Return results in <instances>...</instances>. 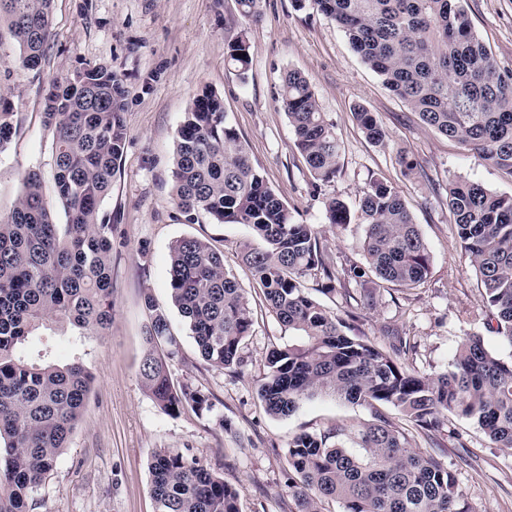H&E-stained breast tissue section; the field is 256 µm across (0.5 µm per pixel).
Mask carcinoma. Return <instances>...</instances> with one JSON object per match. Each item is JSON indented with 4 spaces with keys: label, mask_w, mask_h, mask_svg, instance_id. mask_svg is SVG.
<instances>
[{
    "label": "carcinoma",
    "mask_w": 512,
    "mask_h": 512,
    "mask_svg": "<svg viewBox=\"0 0 512 512\" xmlns=\"http://www.w3.org/2000/svg\"><path fill=\"white\" fill-rule=\"evenodd\" d=\"M336 22L361 60L421 121L479 159L512 176V70L498 65L476 36L463 0H311ZM51 0H0V32L19 46L15 66L41 63L50 36ZM226 60L240 71L250 62L245 33L228 41ZM124 90L105 67H85L53 81L45 95L52 128L54 183L67 223L53 221L41 175L29 171L14 207L0 213V512H32L36 495L69 447L94 377L78 359L56 361L49 344L31 351L38 331L69 324L82 336H102L112 323V220L102 204L120 174L126 144ZM278 99L295 145L314 178L336 177L340 142L297 71L282 78ZM13 113L0 109V151L10 142ZM354 117L370 142L386 133L363 106ZM172 200L185 222L246 224L263 242L243 244L277 319L300 342L275 348L259 389L266 411L287 416L306 396L336 394L373 408L357 431L361 454L333 442L338 427L300 434L288 443V466L298 512H321L334 500L344 512H468L452 471L414 447L383 412L392 406L421 431L452 413L473 419L500 448H512V360L494 355L480 336L458 348L451 369L433 376L394 359L327 311L305 291L310 278L345 302L374 307L380 288L423 284L430 252L405 200L392 186L371 181L359 209L367 224L366 267L337 262L312 224L297 220L250 160L229 125L224 103L203 89L184 113L172 170ZM462 254L473 267L489 332L512 345V195L462 180L449 185ZM328 224L351 221L347 205L324 203ZM171 300L187 319L202 358L231 369L241 364L253 321L244 290L209 240L184 237L170 246ZM150 312L141 383L157 407L174 416L189 408L209 413L207 394L175 386L166 358L176 342L168 318L144 297ZM149 490L156 512H240L238 489L193 455L153 452Z\"/></svg>",
    "instance_id": "obj_1"
}]
</instances>
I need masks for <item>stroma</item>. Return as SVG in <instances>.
Here are the masks:
<instances>
[{"label":"stroma","instance_id":"1","mask_svg":"<svg viewBox=\"0 0 512 512\" xmlns=\"http://www.w3.org/2000/svg\"><path fill=\"white\" fill-rule=\"evenodd\" d=\"M473 28L501 67L512 69V0H464ZM51 33L41 64L18 71L19 48L0 40V95L17 129L0 153V211L12 209L22 175L42 176L43 194L56 223H66L53 180L52 132L44 124L45 89L55 78L87 66H103L121 79L127 132L121 174L103 209L112 215V324L105 336L79 344L78 332L52 327L54 355L81 358L94 376L81 421L69 448L40 489L35 512H155L147 462L159 448L200 457L223 472L240 492L241 512H296L288 466L289 441L331 427L345 430L343 443L356 449L354 433L372 418L369 406L332 394L302 399L288 416L266 413L258 390L270 350L295 340L263 301L236 249L254 233L244 224H187L172 202V169L177 130L203 89L224 101L228 122L248 144L252 162L268 185L295 212L314 225L320 240L339 260L364 261L367 226L359 199L373 180L393 186L404 198L431 254L420 288L382 290L375 308L348 304L335 293L309 295L325 309L358 316L367 340L386 348L385 328L407 336L404 357L417 370L449 369L460 343L478 334L503 359L512 346L489 332L479 309L473 268L462 257L445 188L471 180L512 195V176L481 161L472 151L426 127L404 101L354 52L335 22L313 4L260 0V18L243 20L236 0H53ZM245 33L251 45L246 71L228 65L229 39ZM300 72L341 142L335 179L314 192V176L295 147V136L277 98L282 76ZM374 112L386 132L371 143L353 119L356 106ZM421 165L403 175L398 152ZM341 199L351 212L345 225L324 221V201ZM182 237L210 240L244 290L253 312L252 330L242 345L240 369H221L201 356L169 288V248ZM165 310L177 354L168 367L174 383L207 393L208 414L162 413L139 378L149 313L145 296ZM386 414L409 431L413 444L454 473L469 512H512V448L494 447L472 420L449 416L432 435L415 430L394 407Z\"/></svg>","mask_w":512,"mask_h":512}]
</instances>
